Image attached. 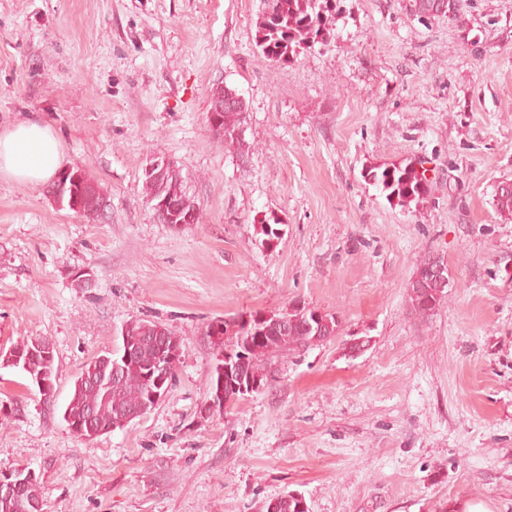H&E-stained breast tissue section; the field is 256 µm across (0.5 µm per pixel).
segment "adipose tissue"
Returning a JSON list of instances; mask_svg holds the SVG:
<instances>
[{
    "label": "adipose tissue",
    "mask_w": 512,
    "mask_h": 512,
    "mask_svg": "<svg viewBox=\"0 0 512 512\" xmlns=\"http://www.w3.org/2000/svg\"><path fill=\"white\" fill-rule=\"evenodd\" d=\"M64 161L52 128L27 119L0 132V176L39 186L52 180Z\"/></svg>",
    "instance_id": "obj_1"
}]
</instances>
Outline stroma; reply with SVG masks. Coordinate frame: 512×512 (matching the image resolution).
Instances as JSON below:
<instances>
[{
	"instance_id": "35a3bbf8",
	"label": "stroma",
	"mask_w": 512,
	"mask_h": 512,
	"mask_svg": "<svg viewBox=\"0 0 512 512\" xmlns=\"http://www.w3.org/2000/svg\"><path fill=\"white\" fill-rule=\"evenodd\" d=\"M330 46L288 62L255 43L259 0H0V131L35 116L108 203L87 220L47 186L0 178V351L51 341L55 400L0 368V471L31 467L46 512H512V0H344ZM248 112L213 135L211 90ZM177 166L199 223L158 221L142 169ZM422 161L423 205L363 173ZM280 222L271 250L254 226ZM447 296L417 314L426 257ZM91 271L95 284L73 275ZM336 338L278 365L271 387L206 414V326L294 300ZM182 341L175 381L125 428L75 437L74 380L124 323ZM235 95L240 96L236 94V92L232 89H228L226 87H219L217 86L212 90L211 97H210V108L209 112H221L220 114L224 116V125H223V131L218 132L217 130L213 128H219V124L221 122V118L216 113L215 115H212L210 117V122L208 119L207 114V121L209 124V127L213 134L218 138H224V141L228 142H234L237 140V137L239 136V132L243 127V124L246 121V114H247V108L246 103L244 102V109L242 103H237L235 100ZM219 98H224V110L218 111L217 108V100ZM245 112L242 117H239V114ZM262 512H308V507L303 496L288 492L267 500Z\"/></svg>"
}]
</instances>
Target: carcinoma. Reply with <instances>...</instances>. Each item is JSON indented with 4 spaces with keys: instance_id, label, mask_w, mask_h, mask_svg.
<instances>
[{
    "instance_id": "1",
    "label": "carcinoma",
    "mask_w": 512,
    "mask_h": 512,
    "mask_svg": "<svg viewBox=\"0 0 512 512\" xmlns=\"http://www.w3.org/2000/svg\"><path fill=\"white\" fill-rule=\"evenodd\" d=\"M333 10L331 0H260L255 21L256 46L266 58L282 62L318 43L327 46L334 36ZM235 95L234 90L218 86L210 97L211 112L218 111L217 100L224 99L223 131L215 130L213 134L226 142L237 140L246 121L242 116L243 104L236 102ZM70 176L78 179L73 187L81 212L85 215L98 213L104 202L98 183L79 169L71 170ZM363 177L386 193L387 199H394L405 208L417 207L429 196L425 175L413 161L385 168L370 167ZM142 184L150 205L168 193L174 196V210L156 214L161 223L176 224L187 212L194 213L193 223H199V206L187 194L179 170L168 169L161 181L145 177ZM496 209L502 219L512 221V187L498 185ZM432 262L429 257L418 266L414 276L420 279V287L410 289L411 305L423 316L434 312L447 296L448 283L426 275ZM317 312L319 309L305 302L300 307L292 305L275 312L273 320L259 329L239 324L235 316L226 317L223 335L209 342L218 355L229 352L238 359H245L243 373L260 376L267 388L274 380L279 358L299 355L338 336L341 322L336 314L324 313L320 323L315 318ZM174 337L176 334L171 329L154 320L127 322L121 329V345L88 361L74 381L62 414L67 426H73L90 413L94 430L101 436L125 428L127 423L154 409L157 401L153 393L157 385L148 374L164 361V340ZM128 340L133 341L135 349L127 360L124 342ZM48 345L50 341L44 337L26 338L0 354V367L19 370L37 387L41 373L54 375V358L46 359L42 355ZM10 355L18 360L9 362ZM22 502L29 505L31 512L35 506L43 505L40 478L26 482L18 496L0 495V512H22ZM262 512H308V507L303 496L288 492L267 500Z\"/></svg>"
}]
</instances>
